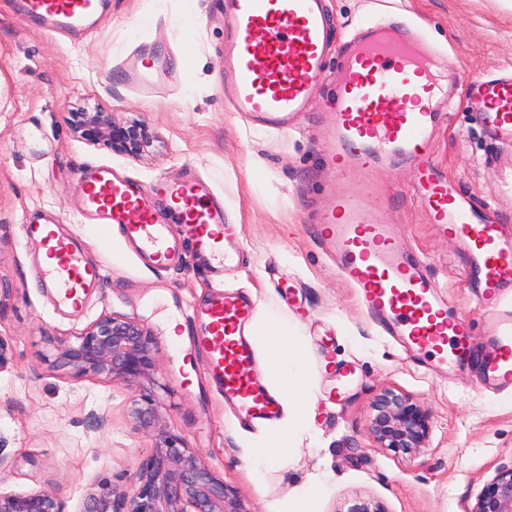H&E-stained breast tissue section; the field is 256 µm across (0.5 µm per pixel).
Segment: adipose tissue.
I'll return each mask as SVG.
<instances>
[{
    "instance_id": "adipose-tissue-1",
    "label": "adipose tissue",
    "mask_w": 512,
    "mask_h": 512,
    "mask_svg": "<svg viewBox=\"0 0 512 512\" xmlns=\"http://www.w3.org/2000/svg\"><path fill=\"white\" fill-rule=\"evenodd\" d=\"M255 337H266L265 384L278 400L283 416L275 434L240 450V458L252 463L259 458L284 459L294 450L296 438L312 433L310 410L314 384L309 372L297 354L303 342L297 327L281 316L260 314L254 324Z\"/></svg>"
}]
</instances>
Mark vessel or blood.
I'll return each mask as SVG.
<instances>
[{
  "instance_id": "vessel-or-blood-1",
  "label": "vessel or blood",
  "mask_w": 512,
  "mask_h": 512,
  "mask_svg": "<svg viewBox=\"0 0 512 512\" xmlns=\"http://www.w3.org/2000/svg\"><path fill=\"white\" fill-rule=\"evenodd\" d=\"M16 6L32 23L79 32L95 21L102 4L16 0ZM224 18L229 36L222 67L225 82L234 88L233 111L269 130L293 127L313 109V91L324 78L325 0H224ZM342 55V77L325 112L335 145L328 163L365 179L393 160L410 161L414 195L430 223L467 251L471 271L484 288L483 300L512 289V233L478 210L431 154V136L439 124L438 113L431 110L433 55L420 53L405 30L382 24L363 28ZM451 77L478 95L485 129L512 142V72L472 79L455 71ZM166 78V70L153 65L131 72L130 87L149 94ZM157 195L168 200L184 226L183 238L195 242L215 276L234 267V227L224 214L223 199L202 183L170 180L147 188L102 165L82 174L83 214L102 227H121L126 241L148 262L167 267L179 261L183 238L169 235L154 206ZM324 225V244L337 268L387 335L446 365L479 362L490 385L512 391V312L499 316L492 351L475 355L467 319L450 314L436 283L404 253L388 225L368 218L358 199L338 195ZM27 235L49 245L56 259L54 266H41L40 275L60 302L79 303L97 286L99 268L87 262L59 221L28 225ZM253 312L249 295L216 289L192 316L195 351L209 378L252 424L273 420L279 412L253 368Z\"/></svg>"
}]
</instances>
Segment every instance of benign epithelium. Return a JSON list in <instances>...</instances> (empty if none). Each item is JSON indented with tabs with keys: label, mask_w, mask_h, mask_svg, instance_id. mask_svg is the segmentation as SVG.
<instances>
[{
	"label": "benign epithelium",
	"mask_w": 512,
	"mask_h": 512,
	"mask_svg": "<svg viewBox=\"0 0 512 512\" xmlns=\"http://www.w3.org/2000/svg\"><path fill=\"white\" fill-rule=\"evenodd\" d=\"M75 133L90 143H104L134 155L148 134L138 124L119 126L98 109L69 113ZM150 331L128 317L103 314L79 334L53 346L52 367L74 376L119 381L136 392L128 419L137 430L154 431L151 454L134 474L136 490L116 492L104 481L86 494L81 512H248L184 439L160 428V406L146 384L157 362ZM368 430L377 447L414 456L433 431L432 414L411 396L386 389L378 395ZM0 512H63L58 499L43 490L3 491ZM469 512H512V468L497 473L481 489Z\"/></svg>",
	"instance_id": "benign-epithelium-1"
}]
</instances>
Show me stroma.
Here are the masks:
<instances>
[{
  "mask_svg": "<svg viewBox=\"0 0 512 512\" xmlns=\"http://www.w3.org/2000/svg\"><path fill=\"white\" fill-rule=\"evenodd\" d=\"M333 52L317 105L289 131L252 125L229 109L232 89L221 59L222 0H103L94 26L80 36L32 24L0 0V335L13 363L0 372V488L44 490L64 512H80L93 485L121 493L154 444L127 420L132 392L122 383L75 377L47 356L56 338L81 332L102 314L144 324L158 358L154 396L160 424L181 435L249 512H281L311 476H327L312 512H347L358 500L385 512H470L483 485L512 467V393L486 385L477 364L448 369L387 336L361 306L329 257L321 218L335 191L358 190L325 163L333 145L322 104L335 91L340 49L370 21L410 25L466 76L512 71V0H325ZM172 66L177 82L156 98H137L120 62ZM443 119L432 144L440 168L477 208H489L512 231V149L490 139L467 95L437 68ZM98 107L114 123L143 125L150 142L137 155L78 138L69 113ZM105 165L145 186L196 178L224 200L239 227V265L224 288L250 293L256 308L295 321L315 381V437H302L283 462L250 466L238 458L244 426L236 406L185 361L162 327V312L190 324L213 276L192 247L167 268L145 265L125 239L92 232L77 195L84 168ZM408 164L381 171L378 195L365 199L376 222L390 225L405 250L439 283L471 326L477 349L489 347L512 292L485 307L472 288L467 258L454 238L437 233L415 200ZM44 215L61 221L103 277L81 309L60 305L34 266L39 250L25 225ZM396 389L431 411L427 448L414 457L378 448L368 432L379 393Z\"/></svg>",
  "mask_w": 512,
  "mask_h": 512,
  "instance_id": "35a3bbf8",
  "label": "stroma"
}]
</instances>
